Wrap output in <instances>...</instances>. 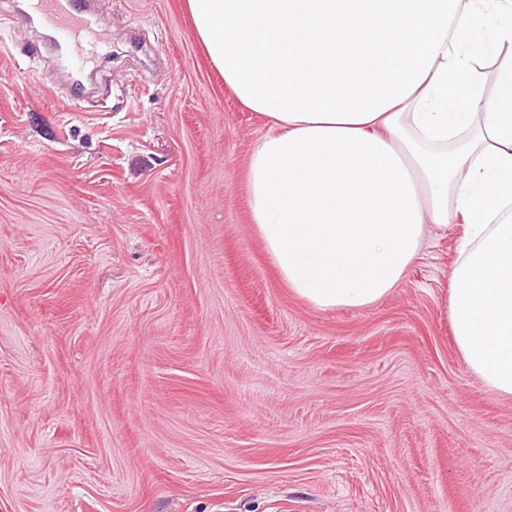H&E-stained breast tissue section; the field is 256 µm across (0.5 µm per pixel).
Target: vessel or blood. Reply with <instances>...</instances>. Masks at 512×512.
<instances>
[{
  "mask_svg": "<svg viewBox=\"0 0 512 512\" xmlns=\"http://www.w3.org/2000/svg\"><path fill=\"white\" fill-rule=\"evenodd\" d=\"M92 16L91 0H28L17 20L24 26L30 20H38L70 55L86 58L96 44V35L89 24Z\"/></svg>",
  "mask_w": 512,
  "mask_h": 512,
  "instance_id": "1",
  "label": "vessel or blood"
}]
</instances>
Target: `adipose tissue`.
Here are the masks:
<instances>
[{
    "mask_svg": "<svg viewBox=\"0 0 512 512\" xmlns=\"http://www.w3.org/2000/svg\"><path fill=\"white\" fill-rule=\"evenodd\" d=\"M224 83L267 133L252 222L289 288L364 308L403 280L428 227L462 225L448 292L468 370L512 398V51L494 93L483 19L512 48V0H188Z\"/></svg>",
    "mask_w": 512,
    "mask_h": 512,
    "instance_id": "adipose-tissue-1",
    "label": "adipose tissue"
}]
</instances>
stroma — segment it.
I'll use <instances>...</instances> for the list:
<instances>
[{
  "instance_id": "1",
  "label": "stroma",
  "mask_w": 512,
  "mask_h": 512,
  "mask_svg": "<svg viewBox=\"0 0 512 512\" xmlns=\"http://www.w3.org/2000/svg\"><path fill=\"white\" fill-rule=\"evenodd\" d=\"M0 0V512H512V399L452 338L460 229L320 311L269 261L267 131L187 0H100L77 98Z\"/></svg>"
}]
</instances>
